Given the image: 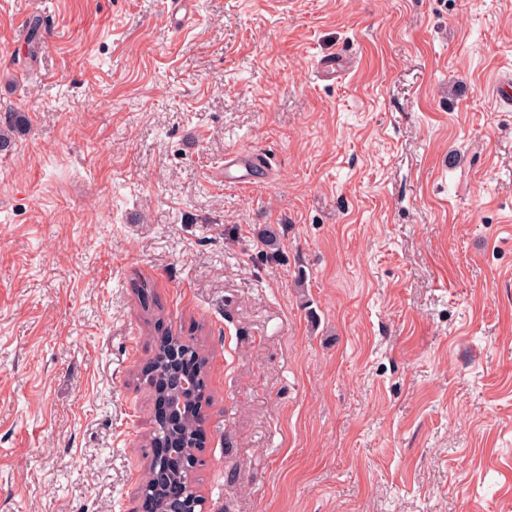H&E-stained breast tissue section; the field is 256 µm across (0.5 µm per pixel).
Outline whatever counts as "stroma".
Instances as JSON below:
<instances>
[{
  "label": "stroma",
  "instance_id": "stroma-1",
  "mask_svg": "<svg viewBox=\"0 0 512 512\" xmlns=\"http://www.w3.org/2000/svg\"><path fill=\"white\" fill-rule=\"evenodd\" d=\"M194 4L0 0V512H142L159 330L209 512H512V0ZM262 171L265 176L263 182L271 178V170L254 153L232 150L224 155V165L218 169L224 184L239 187H253L259 183L255 172ZM191 345L192 347H189L186 355L188 356L187 360L192 361L195 368L193 370L184 371V373L187 375L182 373L184 377L190 378H183L180 380L177 379L175 385L171 389V394L168 400L165 402L168 415H180L182 412L181 419L178 425L175 427L170 424H166L162 427L158 422L155 421L153 437L157 435L158 431L162 432L163 429L175 433L181 439L197 435L198 427H200L198 422V407L195 406L194 403L187 397L183 410V398L189 393L192 394L195 392L196 381L191 378L194 377V379H196L198 374H202L205 377V357L202 353V348L198 347L197 342ZM199 355H201L200 359Z\"/></svg>",
  "mask_w": 512,
  "mask_h": 512
}]
</instances>
